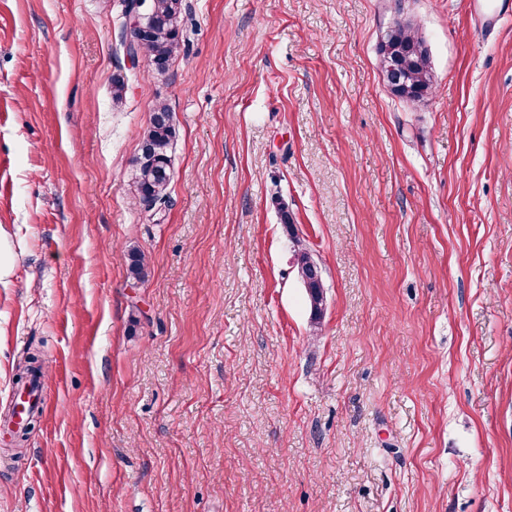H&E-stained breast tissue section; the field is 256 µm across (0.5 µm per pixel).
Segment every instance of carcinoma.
I'll return each mask as SVG.
<instances>
[{
  "label": "carcinoma",
  "instance_id": "obj_1",
  "mask_svg": "<svg viewBox=\"0 0 512 512\" xmlns=\"http://www.w3.org/2000/svg\"><path fill=\"white\" fill-rule=\"evenodd\" d=\"M184 0H153L154 15L151 31L144 38L143 54L160 69L172 61L181 49V21ZM381 72L393 93L413 104L429 98L433 88L430 58L424 40L409 22L397 21L385 33L378 49ZM130 91L129 78L118 74L112 79V105L124 106ZM153 118L143 135V149L131 161L130 175L135 183L137 200L157 201L161 205L168 198L170 146L176 136L173 115L168 105L157 101L151 108ZM315 260L305 248L295 250L298 277L306 290L311 311V326L321 325L324 311L323 279L311 276ZM146 257L137 247L128 251V276L134 281L147 277ZM39 356L27 357L26 364L17 373V383L28 385L32 376L41 373Z\"/></svg>",
  "mask_w": 512,
  "mask_h": 512
}]
</instances>
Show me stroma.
<instances>
[{"label": "stroma", "instance_id": "stroma-1", "mask_svg": "<svg viewBox=\"0 0 512 512\" xmlns=\"http://www.w3.org/2000/svg\"><path fill=\"white\" fill-rule=\"evenodd\" d=\"M185 4L158 73L128 65L121 0H0V417L29 353L48 406L0 439V512H512V22ZM397 19L430 51L419 105L379 67ZM159 99L177 136L147 212L130 165ZM18 254L9 234L0 226V281L8 278L17 263ZM316 261L306 248L295 250V266L298 277L306 290L311 311V326L318 329L324 311V283L322 277L314 279L311 269Z\"/></svg>", "mask_w": 512, "mask_h": 512}]
</instances>
